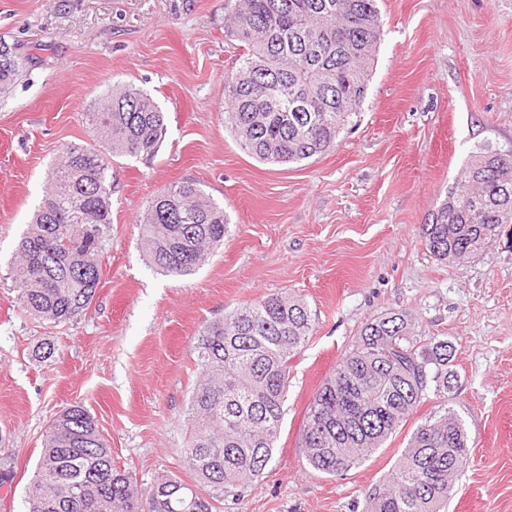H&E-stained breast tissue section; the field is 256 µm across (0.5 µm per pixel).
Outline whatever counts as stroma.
<instances>
[{"instance_id": "stroma-1", "label": "stroma", "mask_w": 512, "mask_h": 512, "mask_svg": "<svg viewBox=\"0 0 512 512\" xmlns=\"http://www.w3.org/2000/svg\"><path fill=\"white\" fill-rule=\"evenodd\" d=\"M382 36L366 98L333 150L264 164L224 127V77L243 49L224 0H0L18 74L0 92V512H25L47 427L70 404L94 415L139 487L193 482L184 449L201 327L271 293L303 299L315 331L291 362L281 433L263 477L213 512H364L414 429L455 410L473 441L448 512H512V224L464 261L422 228L478 146L512 153V0H376ZM147 91L167 131L150 159L114 157L112 224L91 305L54 324L26 312L10 275L49 170L96 145L85 114L118 84ZM200 183L223 204L224 243L193 275L161 274L137 218L164 189ZM405 316L419 348H454L428 398L342 476L305 464L307 406L365 324Z\"/></svg>"}]
</instances>
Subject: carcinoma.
<instances>
[{
	"mask_svg": "<svg viewBox=\"0 0 512 512\" xmlns=\"http://www.w3.org/2000/svg\"><path fill=\"white\" fill-rule=\"evenodd\" d=\"M225 33L244 47L224 79V124L268 164L300 163L336 145L363 103L380 39L376 0H224ZM18 72L0 42V87ZM98 147L65 148L41 205L18 243L11 276L22 306L53 323L87 309L102 276L112 224L107 156L150 159L165 115L143 90L117 85L85 113ZM512 153L477 147L464 173L423 225L435 257L469 258L512 224ZM224 206L194 181L156 195L140 216L142 247L161 272L194 274L224 241ZM301 299L269 294L204 325L193 346L201 368L189 396L186 464L209 495L260 477L278 441L289 364L312 336ZM448 341L419 353L408 324L388 313L366 324L310 400L301 447L308 467L342 476L374 454L428 397L448 391ZM469 436L453 410L411 434L392 477L367 492L366 512H442L466 465ZM26 512H212L195 487L171 477L149 491L112 464L95 418L81 403L47 432Z\"/></svg>",
	"mask_w": 512,
	"mask_h": 512,
	"instance_id": "cac0c4a2",
	"label": "carcinoma"
}]
</instances>
